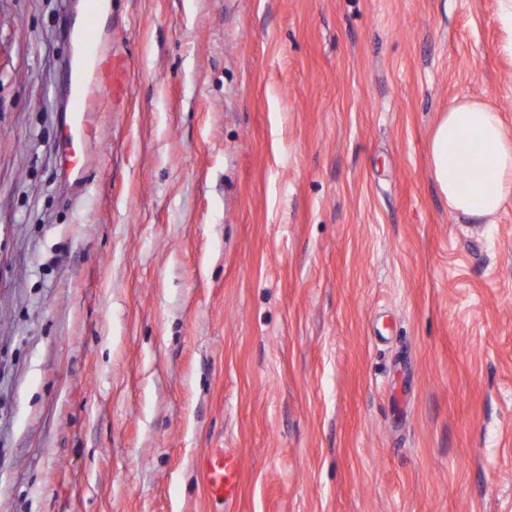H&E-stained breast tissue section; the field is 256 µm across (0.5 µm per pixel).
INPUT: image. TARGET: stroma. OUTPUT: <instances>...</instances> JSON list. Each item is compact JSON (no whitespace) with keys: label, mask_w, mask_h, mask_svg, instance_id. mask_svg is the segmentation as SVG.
<instances>
[{"label":"stroma","mask_w":512,"mask_h":512,"mask_svg":"<svg viewBox=\"0 0 512 512\" xmlns=\"http://www.w3.org/2000/svg\"><path fill=\"white\" fill-rule=\"evenodd\" d=\"M65 2L0 0V512H512V202L428 157L512 128L498 0H109L73 190ZM429 156L448 211L471 224L496 223L512 197V132L499 113L482 100L452 101L433 128ZM210 498L233 505L238 501L243 477V461L235 448H210L200 459Z\"/></svg>","instance_id":"obj_1"}]
</instances>
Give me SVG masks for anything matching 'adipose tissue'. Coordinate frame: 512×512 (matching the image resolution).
I'll list each match as a JSON object with an SVG mask.
<instances>
[{"instance_id": "obj_1", "label": "adipose tissue", "mask_w": 512, "mask_h": 512, "mask_svg": "<svg viewBox=\"0 0 512 512\" xmlns=\"http://www.w3.org/2000/svg\"><path fill=\"white\" fill-rule=\"evenodd\" d=\"M430 177L448 209L473 224L496 223L512 200V131L478 99L452 101L429 142Z\"/></svg>"}]
</instances>
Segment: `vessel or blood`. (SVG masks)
Instances as JSON below:
<instances>
[{
	"instance_id": "obj_1",
	"label": "vessel or blood",
	"mask_w": 512,
	"mask_h": 512,
	"mask_svg": "<svg viewBox=\"0 0 512 512\" xmlns=\"http://www.w3.org/2000/svg\"><path fill=\"white\" fill-rule=\"evenodd\" d=\"M79 53L68 61L66 75L71 95L66 103L61 139V165L66 174L83 176V165L74 162L70 151L86 139L92 114L102 101L112 100L122 89L120 63L105 46L101 0H85L76 31ZM199 464L206 475L210 498L235 504L243 477V461L233 448L209 449Z\"/></svg>"
}]
</instances>
